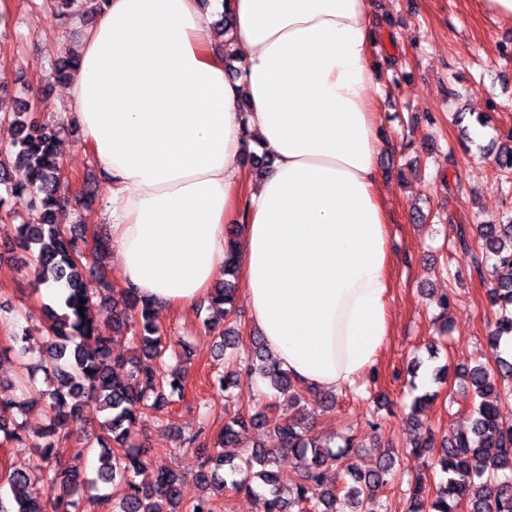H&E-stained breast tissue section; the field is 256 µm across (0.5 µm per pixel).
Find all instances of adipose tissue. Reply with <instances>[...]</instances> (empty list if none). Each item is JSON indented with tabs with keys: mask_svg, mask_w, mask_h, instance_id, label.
<instances>
[{
	"mask_svg": "<svg viewBox=\"0 0 512 512\" xmlns=\"http://www.w3.org/2000/svg\"><path fill=\"white\" fill-rule=\"evenodd\" d=\"M220 11L235 81L212 50ZM373 55L372 0H103L65 96L102 169L124 287L191 310L242 224L267 349L312 389L354 385L392 331ZM250 150L273 164L246 187Z\"/></svg>",
	"mask_w": 512,
	"mask_h": 512,
	"instance_id": "adipose-tissue-1",
	"label": "adipose tissue"
}]
</instances>
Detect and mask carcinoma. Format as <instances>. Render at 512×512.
I'll use <instances>...</instances> for the list:
<instances>
[{
    "instance_id": "1",
    "label": "carcinoma",
    "mask_w": 512,
    "mask_h": 512,
    "mask_svg": "<svg viewBox=\"0 0 512 512\" xmlns=\"http://www.w3.org/2000/svg\"><path fill=\"white\" fill-rule=\"evenodd\" d=\"M23 108L5 119L15 126L11 146L1 150L0 184H6L13 197L27 199L35 222L18 226L17 241L4 248L10 253L20 249L34 261V276L40 284H60L64 312L53 308L45 313L47 329L44 359L40 370L44 385H36L35 369L25 365L27 373L17 379L20 395L0 398V445L31 447L35 461L25 467H12L1 482L10 494L0 495V512H89L85 495L89 479L64 457V448L86 424L85 408L94 405L105 412L101 434L95 437L100 466L96 481L112 488L117 499L116 512H179L182 503L181 476L161 468L153 482L142 485L131 474L148 469L153 460L150 449L136 442L138 424L146 410L161 409L169 398L182 395L183 377L164 369L169 345L155 322L153 307L130 288H91L87 281L85 240L60 222L70 203L61 182L62 165L56 149V132L39 125ZM496 168L512 172V145H501L494 155ZM481 255L474 256V269L492 261L497 272L495 287L489 289L490 305L496 319L486 337L494 358L495 370L478 364L465 373L474 405L471 426L436 442L433 434L415 440L411 453L430 461L445 479L426 496L422 478L409 482L406 512H512V424L504 423L492 396L500 382L512 380V356L501 351L512 340V219L505 224L477 225ZM237 259L234 239L227 241L224 253V280L208 296L209 307L224 317V344L232 345L235 332L234 281ZM85 303H80V300ZM100 314H90L92 305ZM84 307L79 313L78 307ZM124 330L135 345L131 357L112 353V333ZM26 329L12 336V344L0 351L25 361L31 351ZM255 351L245 370L256 372L276 390L288 391V406L298 407L308 398L326 408L336 405V395L301 388L278 361L266 355L262 340H254ZM156 360V368L143 366L140 357ZM237 382V371L227 370L212 378L211 385L226 393ZM42 405L49 425L32 445L21 433L22 426L4 413L30 405ZM265 426L277 440V447L245 450L238 462L227 459L226 448H238L247 429ZM188 448L200 452L196 480L222 490L231 485L249 491L264 492L266 512H371L367 504L374 500L393 476L394 458L389 455L378 466L362 473L352 457L357 444L351 435L341 437L332 446L333 436L313 432L293 412L275 417L266 414L237 413L224 420L217 438L201 429L185 439ZM297 460L296 471L280 474L272 464L282 453ZM242 476L226 482L224 470ZM344 471L349 477L341 487L328 483V475ZM43 480L48 491L44 499L30 496L28 489Z\"/></svg>"
}]
</instances>
